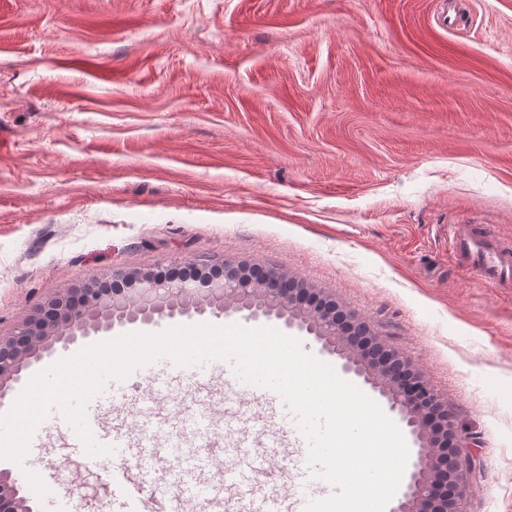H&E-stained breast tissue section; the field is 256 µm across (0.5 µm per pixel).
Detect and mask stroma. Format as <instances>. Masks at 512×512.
Masks as SVG:
<instances>
[{"label": "stroma", "instance_id": "obj_1", "mask_svg": "<svg viewBox=\"0 0 512 512\" xmlns=\"http://www.w3.org/2000/svg\"><path fill=\"white\" fill-rule=\"evenodd\" d=\"M512 239V0H0V337L114 269L274 267L402 351L483 469L465 512H512V300L462 276L447 227ZM138 406L182 420L186 388ZM220 483L259 459L261 409L209 397ZM75 512H119L101 470L30 449Z\"/></svg>", "mask_w": 512, "mask_h": 512}]
</instances>
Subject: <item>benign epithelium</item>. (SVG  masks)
<instances>
[{"mask_svg":"<svg viewBox=\"0 0 512 512\" xmlns=\"http://www.w3.org/2000/svg\"><path fill=\"white\" fill-rule=\"evenodd\" d=\"M126 287L107 284L74 288L37 307L0 337V399L21 373L55 344L89 329L151 321L173 312L233 310L250 318L275 316L314 336L342 368L363 378L399 415L418 444L405 488L392 512H462L469 478L481 469L477 456L462 453L476 438L461 432L429 383L394 348L360 330L358 317L309 288H282L288 276L274 268L253 270L224 263L222 274L179 278L162 271L117 270ZM0 512H31L16 481L0 472Z\"/></svg>","mask_w":512,"mask_h":512,"instance_id":"7a95c632","label":"benign epithelium"}]
</instances>
